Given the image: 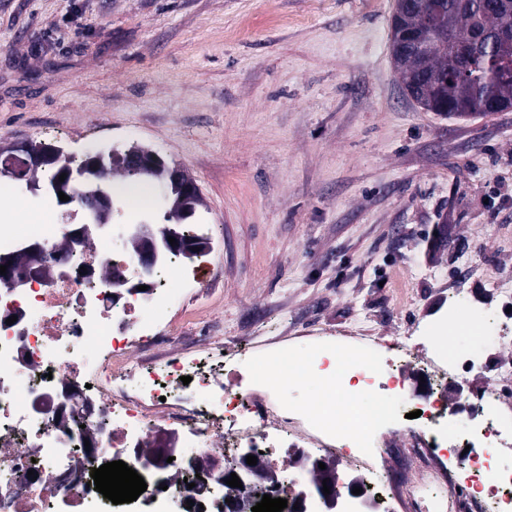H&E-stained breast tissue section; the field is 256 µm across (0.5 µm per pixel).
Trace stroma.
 <instances>
[{
    "instance_id": "obj_1",
    "label": "stroma",
    "mask_w": 512,
    "mask_h": 512,
    "mask_svg": "<svg viewBox=\"0 0 512 512\" xmlns=\"http://www.w3.org/2000/svg\"><path fill=\"white\" fill-rule=\"evenodd\" d=\"M396 0H0V144L140 145L199 186L224 275L170 333L253 344L371 326L394 361L512 365V111L423 110L390 54Z\"/></svg>"
}]
</instances>
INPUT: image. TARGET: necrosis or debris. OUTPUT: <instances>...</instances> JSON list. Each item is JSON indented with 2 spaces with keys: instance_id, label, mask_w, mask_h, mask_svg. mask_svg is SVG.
I'll use <instances>...</instances> for the list:
<instances>
[{
  "instance_id": "1",
  "label": "necrosis or debris",
  "mask_w": 512,
  "mask_h": 512,
  "mask_svg": "<svg viewBox=\"0 0 512 512\" xmlns=\"http://www.w3.org/2000/svg\"><path fill=\"white\" fill-rule=\"evenodd\" d=\"M24 205L0 207V252L34 241L52 245L74 232L54 221L52 203L39 206V218L15 222ZM103 229L93 247L59 258L60 275L49 283L10 288L0 284V512H50L56 502L71 512H114L112 502L91 486L90 473L104 458L136 470L155 498L192 501L191 512H221L227 490L226 450L249 449L276 497L292 499L294 478L306 470L307 449L316 448L328 466L349 475L354 492L339 502V512H381L372 482L387 453L373 439L395 416L390 400L403 381L394 362L365 359L375 343L371 331L355 337L351 349L324 347L301 357L288 352L251 366L231 369V384L215 371L224 361V341L197 337L189 347L162 335L176 296L191 293L203 268L201 254L160 250L156 263L143 268L137 257L117 251L115 233ZM140 348L133 364L123 352ZM355 381L357 396L381 393L388 405L367 427L351 431L348 448H339L329 426L316 415L320 400L305 403L300 417L275 405L271 395L316 377L330 362ZM471 428L456 430L447 404L433 406L417 433L390 438L400 452L418 455L425 480L400 481L393 502L398 512H512V470L500 468L487 447L498 441L512 448V389L466 402ZM224 433L225 448H209L211 432ZM166 435L162 452L141 455L147 433ZM448 448L454 465L440 456ZM199 457L216 467L197 472ZM183 471L187 485L164 488L171 469Z\"/></svg>"
}]
</instances>
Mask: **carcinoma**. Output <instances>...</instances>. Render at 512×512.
Returning <instances> with one entry per match:
<instances>
[{
    "mask_svg": "<svg viewBox=\"0 0 512 512\" xmlns=\"http://www.w3.org/2000/svg\"><path fill=\"white\" fill-rule=\"evenodd\" d=\"M446 23L455 43L466 53L452 60V48L426 30L428 0H413L393 36L406 33L425 35L427 52L407 57L401 65L405 88L418 94L416 102L435 112L466 116L512 109V76L504 69L512 65V40L503 41L497 32L512 27V0H447Z\"/></svg>",
    "mask_w": 512,
    "mask_h": 512,
    "instance_id": "carcinoma-1",
    "label": "carcinoma"
}]
</instances>
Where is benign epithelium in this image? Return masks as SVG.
Listing matches in <instances>:
<instances>
[{
  "instance_id": "benign-epithelium-1",
  "label": "benign epithelium",
  "mask_w": 512,
  "mask_h": 512,
  "mask_svg": "<svg viewBox=\"0 0 512 512\" xmlns=\"http://www.w3.org/2000/svg\"><path fill=\"white\" fill-rule=\"evenodd\" d=\"M5 150L14 164L5 167L3 172L11 175L21 189L34 195L44 192L55 197L61 191L69 196V202H78L83 218L82 226L74 234V240L87 244L94 240L100 230L113 223L115 209L112 197L102 188L105 183L104 174L107 172L105 161L112 154L90 155L80 167L71 168L62 164L60 157L40 151L30 141L13 142ZM49 167L58 168V173L65 174V180L61 182L56 177L50 181H40L42 172ZM112 171L137 177L145 176L156 183L162 191L159 209L168 218L183 219L201 204L199 187L185 169L168 164L162 156L149 148L128 152L120 165L112 167ZM168 237L170 234L160 223L147 220L136 226L129 241L140 264L145 268L154 264L161 244L185 252L196 249L202 251L208 247L206 241H189L179 236L175 237L176 244L172 245ZM24 251L28 255V265L22 270L16 269L12 264L14 254L0 253V266H7L6 274H0V282L10 287H21L30 281H50L53 278L54 266L46 247L34 242L26 246ZM327 485L330 486L328 495L324 494L323 485L319 484L313 491L308 488L300 489L296 496L303 501L317 494L332 507L336 503L338 491L333 480H327Z\"/></svg>"
}]
</instances>
